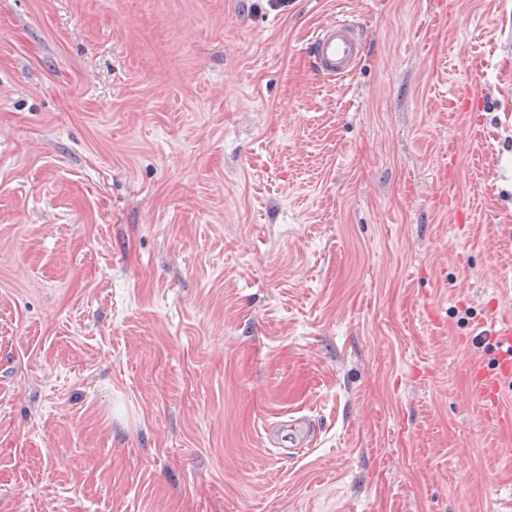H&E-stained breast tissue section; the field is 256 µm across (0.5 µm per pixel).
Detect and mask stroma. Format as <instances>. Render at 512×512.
<instances>
[{
    "instance_id": "obj_1",
    "label": "stroma",
    "mask_w": 512,
    "mask_h": 512,
    "mask_svg": "<svg viewBox=\"0 0 512 512\" xmlns=\"http://www.w3.org/2000/svg\"><path fill=\"white\" fill-rule=\"evenodd\" d=\"M511 323L512 0H0V512H512ZM365 47V29L351 14L338 11L313 29L305 52L314 75L322 81L336 83L357 69Z\"/></svg>"
}]
</instances>
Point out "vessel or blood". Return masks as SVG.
Wrapping results in <instances>:
<instances>
[{"label":"vessel or blood","mask_w":512,"mask_h":512,"mask_svg":"<svg viewBox=\"0 0 512 512\" xmlns=\"http://www.w3.org/2000/svg\"><path fill=\"white\" fill-rule=\"evenodd\" d=\"M365 47V29L351 14L340 11L313 29L305 52L314 75L333 83L349 77L357 69Z\"/></svg>","instance_id":"b4317fda"}]
</instances>
